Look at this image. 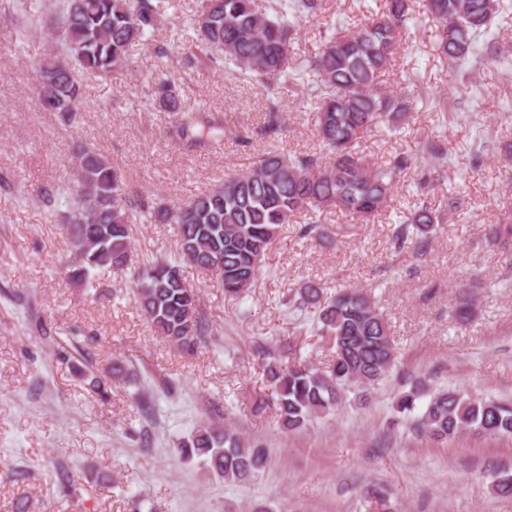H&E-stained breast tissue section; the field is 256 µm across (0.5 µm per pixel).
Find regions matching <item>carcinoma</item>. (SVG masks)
Wrapping results in <instances>:
<instances>
[{
	"instance_id": "obj_1",
	"label": "carcinoma",
	"mask_w": 512,
	"mask_h": 512,
	"mask_svg": "<svg viewBox=\"0 0 512 512\" xmlns=\"http://www.w3.org/2000/svg\"><path fill=\"white\" fill-rule=\"evenodd\" d=\"M427 9L437 23L439 55L456 66L465 67L495 44L490 28L503 9L502 0H427ZM328 10V0H203L188 24L197 52H222L226 72L265 83L280 79L284 87L313 73L318 150L292 157L267 152L245 172L170 206L135 199L92 145L73 144L76 183L48 184L38 191L46 205L65 207L66 234L79 250L68 279L86 282L103 270L127 267L130 226L144 218L177 225L180 260L148 261L133 278L146 321L166 342L191 351L210 329L194 289L182 287V264L216 270L224 296L239 298L254 285L271 245L297 214L335 208L353 221H369L390 206L397 178L411 170L417 195L428 196L431 171L418 157L398 153L388 165L374 167L360 150L366 136L382 126L399 127L413 110L409 95L389 94L378 81L408 32L410 0H384L380 11L355 30L332 34L317 55L288 67L296 22ZM21 12L22 23L34 25L42 14L41 0H21ZM159 23L155 0H59L51 21L55 52L34 64L41 108L65 118L79 111L85 94L79 73L112 75L127 65L129 49L145 41ZM149 105L175 116L171 136L187 151L250 139L247 131L228 125L217 113L184 109L181 89L169 78L153 83ZM281 130L280 109L271 99L261 131L273 139ZM460 205V197L451 195L441 210L428 202L415 207L395 230L394 248L401 251L410 244L413 256H423L437 224ZM490 240L512 252V215L506 213L491 225ZM289 302L297 310L319 309L332 360L323 368L278 361L263 365L279 424L287 432L329 414L350 388L378 384L395 365L390 325L361 290L342 288L329 296L310 282ZM396 407L400 413L420 409L416 428L435 439L469 430L512 436V402L417 387L400 395ZM178 453L240 486L253 482L269 458L261 445L211 424L194 431Z\"/></svg>"
}]
</instances>
